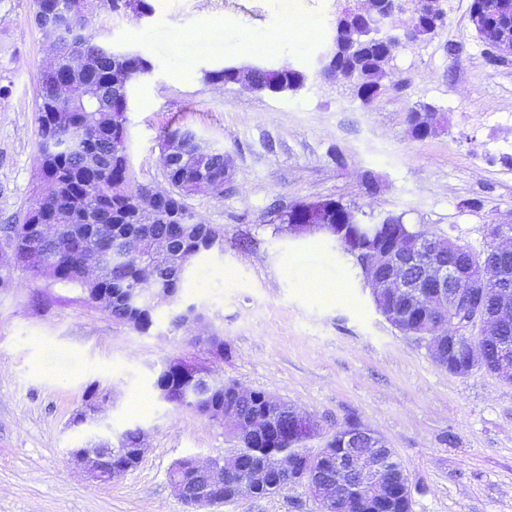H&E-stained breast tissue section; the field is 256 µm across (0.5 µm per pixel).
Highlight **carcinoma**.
Segmentation results:
<instances>
[{
  "label": "carcinoma",
  "instance_id": "carcinoma-1",
  "mask_svg": "<svg viewBox=\"0 0 512 512\" xmlns=\"http://www.w3.org/2000/svg\"><path fill=\"white\" fill-rule=\"evenodd\" d=\"M64 0H44L42 13L34 15V22L46 40L52 44H67L74 51L97 56V65L90 70L75 71L72 83L82 93L67 100L54 93L57 75L46 71L41 78L37 101V137L39 166L50 185L48 194L41 196V204L29 209L19 224L4 228L12 247L24 259L23 269L32 276L47 275L57 284L76 287L94 301L100 294L105 301L100 308L113 319L127 324L143 334L153 325L155 309L134 306L128 300V289L135 287L144 264L141 255L133 254L127 264L114 268L103 278H94L84 265L86 254L97 251L109 253L117 238L135 236L142 231L168 242L170 250L180 254V261L170 257L152 260L156 286L180 296L182 263L224 245V235L210 224L186 223L189 213L186 199L194 194L202 180L215 185L224 180V156L209 158L204 166L188 163L173 167L162 164L170 197L152 219L147 220L132 204L133 187L129 178V161L116 157L115 150L124 144L126 133L119 123V113L127 108V95L122 84L113 82V75L125 72L128 76L151 69L142 56H113L100 51L95 36L84 24L76 36H70L69 27L59 23V12ZM399 44L388 40H373L361 51L346 58V65L356 73L365 89L361 103L367 105L378 95L381 81L395 56ZM307 75L285 65L267 68L257 73L258 89L272 93L294 83H303ZM40 224L54 225L52 235L37 243L34 228ZM414 229L398 216V223L383 226V240L388 245L408 243ZM486 253L463 246L457 264L469 271H477ZM435 316L418 315L401 333L420 346L432 337ZM155 387L176 407L194 408V396L200 385L174 373H162ZM211 403L235 415L259 414L272 428V437L244 440L234 431L232 421H224L230 447L226 454L238 455L244 464H252L281 454L290 448L308 462L318 458L310 446L298 441L280 438V430L288 421V403L280 400L268 403L265 394L243 390L233 385L215 389ZM324 492L331 512H352L343 487L336 485V477H323Z\"/></svg>",
  "mask_w": 512,
  "mask_h": 512
}]
</instances>
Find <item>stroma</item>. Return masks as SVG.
Here are the masks:
<instances>
[{
	"label": "stroma",
	"mask_w": 512,
	"mask_h": 512,
	"mask_svg": "<svg viewBox=\"0 0 512 512\" xmlns=\"http://www.w3.org/2000/svg\"><path fill=\"white\" fill-rule=\"evenodd\" d=\"M139 23L103 11L97 42L128 46L153 66L126 113L133 185L164 186L161 137L188 128L230 154L223 193L187 200L224 232V247L193 260L180 294L224 337L215 359L171 331L167 309L139 334L76 288L15 269L0 282V512H191L169 472L181 457H223L224 429L158 397L168 358L288 402L324 432L359 423L402 463L411 512H512V383L482 370L459 377L375 309L355 258L324 235L293 234L274 205L336 200L367 223L389 214L475 250L512 227V57L490 60L470 19L472 0H448L435 35L396 52L382 89L362 106L345 84L309 77L301 92L212 85L205 71L262 62L307 69L331 41L337 0H152ZM310 21L321 39L297 29ZM48 61L32 0H0V227L18 223L41 186L35 136ZM444 118L417 139L407 115ZM316 281L347 299L315 295ZM96 400H89V392ZM149 402L132 411L131 395ZM96 422L72 426L88 402ZM145 432L133 471L95 485L69 457L95 436ZM212 512H317L304 485L242 498Z\"/></svg>",
	"instance_id": "obj_1"
}]
</instances>
